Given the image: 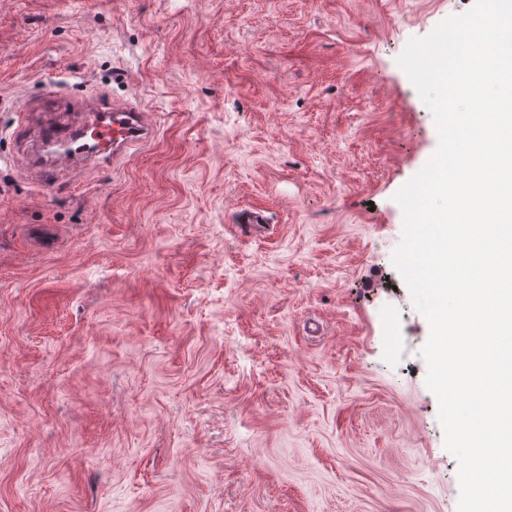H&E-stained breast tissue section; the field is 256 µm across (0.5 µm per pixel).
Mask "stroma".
I'll return each instance as SVG.
<instances>
[{
  "label": "stroma",
  "mask_w": 512,
  "mask_h": 512,
  "mask_svg": "<svg viewBox=\"0 0 512 512\" xmlns=\"http://www.w3.org/2000/svg\"><path fill=\"white\" fill-rule=\"evenodd\" d=\"M474 4L0 0V512H457L393 263L438 134L397 59ZM49 89L157 136L38 185Z\"/></svg>",
  "instance_id": "stroma-1"
}]
</instances>
